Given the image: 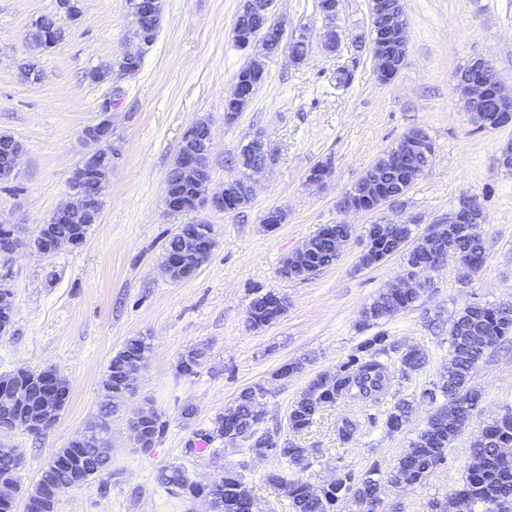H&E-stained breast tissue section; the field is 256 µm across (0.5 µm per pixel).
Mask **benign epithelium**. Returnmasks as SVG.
Here are the masks:
<instances>
[{"mask_svg":"<svg viewBox=\"0 0 512 512\" xmlns=\"http://www.w3.org/2000/svg\"><path fill=\"white\" fill-rule=\"evenodd\" d=\"M403 13L392 7L389 9L385 22V35L377 32V27L370 30L371 52L375 64L376 79L386 84L392 81L401 70L405 62V49L407 46L406 25L403 24ZM150 32L142 29L139 37L133 39L135 48L127 51L123 56V64L112 67V64H103L100 68L87 73V79L92 82H104L112 75H131L139 71L138 59L143 56L151 46ZM283 40L272 41L268 37H252L241 40V48L255 49L261 54H268L273 50H280ZM489 63L483 59H476L469 65L467 78L464 80V91L470 98L478 116L486 112L496 113L498 126L512 125V93L503 91L500 83L494 80L489 71ZM253 94V87L241 76L235 77L233 100L239 109H244ZM111 110L107 106L102 109L103 117L81 131L84 151L71 171L73 188L70 189L72 201L64 207L54 211L39 226L38 232L30 239L16 238L14 250L27 248L49 258L64 244L76 243L74 235H59L52 231L53 224H71L80 218L87 224L98 222L102 210L105 181L92 180L89 171L94 166L95 155L112 147V125L105 114ZM212 130H207L206 136L200 142L183 141L176 153L177 175L180 184L192 191L193 210L197 211L206 206L222 211L225 205L232 209L244 206L252 194V182H237L235 179L224 183V188L218 191L209 190L210 177L208 160L212 147ZM11 161L5 168H0V179L14 176L24 147L17 141L12 145ZM431 152L432 146L425 134L415 131L399 139L389 150L394 155L414 154L421 151ZM360 190L357 192L345 191L337 201V207L343 212H377L384 208L398 205L393 199L386 198L383 191L384 182L378 171L370 167L359 179ZM477 210L474 198L464 195L462 202L449 220L451 224H468L472 214ZM401 224L388 220H380L369 226L367 241L359 259V266L370 268L380 264L393 255L399 248H404L405 258H413L420 254V250L408 247V238L400 235L398 229ZM216 246L213 235H207L204 240L188 239L184 242L181 252L165 258L164 269L173 281H183L194 269L204 265L211 257ZM317 252L314 240H309L294 253L287 256L282 265L281 273L291 277L295 273L305 271L311 263V258ZM451 250L442 246L426 252V259L417 263H404L405 274L401 287L419 288L425 286L423 273L436 268ZM9 292L0 290V334L7 331L13 318V307L8 300ZM68 390L66 382L52 369H45L38 373L29 372L21 381L0 382V401L9 405L26 408L32 405L35 395L43 396L40 407L35 411V419L30 423V431L40 433L56 425L59 421L58 405L62 391ZM151 416L144 410L138 412L131 422L137 445L141 448L149 447L144 435ZM240 441L250 445L254 440L250 434L241 431L233 420L224 421V442L236 444Z\"/></svg>","mask_w":512,"mask_h":512,"instance_id":"obj_1","label":"benign epithelium"}]
</instances>
